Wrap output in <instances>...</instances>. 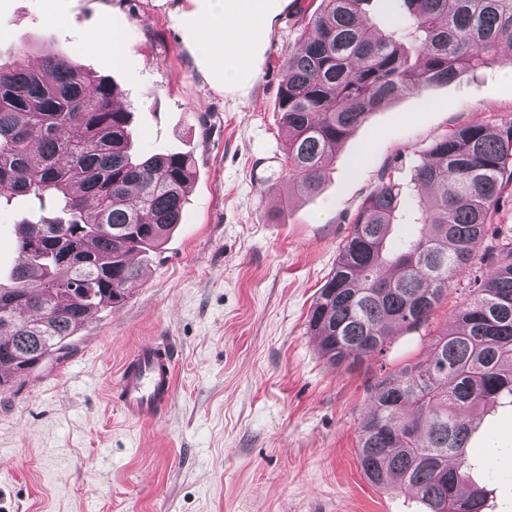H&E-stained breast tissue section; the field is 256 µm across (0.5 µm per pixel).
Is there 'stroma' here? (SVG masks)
<instances>
[{"label": "stroma", "mask_w": 512, "mask_h": 512, "mask_svg": "<svg viewBox=\"0 0 512 512\" xmlns=\"http://www.w3.org/2000/svg\"><path fill=\"white\" fill-rule=\"evenodd\" d=\"M309 0H289L238 90L216 86L180 18L194 0H0V56L24 38L108 78L133 113L140 153H191L181 224L136 255L141 278L125 303L92 314L64 352L0 392V512H426L406 490L364 478L356 430L369 387L406 357L385 352L332 364L307 314L366 199L389 177L413 194L424 151L456 129L512 122V66L494 64L379 108L339 148L320 191L289 198L280 66L307 27ZM124 27L113 60L94 42L104 17ZM0 207V274L17 226L37 214ZM180 348L177 391L153 423L125 418L114 398L122 362L143 343ZM469 450L486 512H512V409L474 417Z\"/></svg>", "instance_id": "1"}]
</instances>
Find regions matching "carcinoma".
<instances>
[{"label": "carcinoma", "instance_id": "carcinoma-1", "mask_svg": "<svg viewBox=\"0 0 512 512\" xmlns=\"http://www.w3.org/2000/svg\"><path fill=\"white\" fill-rule=\"evenodd\" d=\"M368 2L319 0L281 66L290 198L318 192L341 144L388 101L498 63L512 46V0H392L385 31L369 23ZM27 54L21 39L0 62V203L55 206L19 224L12 286L0 285L1 392L66 349L83 316L128 298L140 279L131 257L181 223L193 178L187 154L132 155V112L116 106L115 85L51 50L38 69ZM415 178L430 194L388 178L363 204L308 328L327 361L354 362L429 326L457 290L452 274L488 268L469 278L455 328L371 385L356 440L372 486L411 490L428 512H485L461 415L512 405V227L485 244L512 184V124L438 139ZM404 206L419 213L417 230L392 241Z\"/></svg>", "mask_w": 512, "mask_h": 512}]
</instances>
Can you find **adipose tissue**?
<instances>
[{
	"label": "adipose tissue",
	"instance_id": "ef3b65f1",
	"mask_svg": "<svg viewBox=\"0 0 512 512\" xmlns=\"http://www.w3.org/2000/svg\"><path fill=\"white\" fill-rule=\"evenodd\" d=\"M183 26L193 36L197 55L212 61V77L227 88L249 79L256 49L272 30L285 0H197Z\"/></svg>",
	"mask_w": 512,
	"mask_h": 512
}]
</instances>
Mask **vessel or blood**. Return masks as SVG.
Wrapping results in <instances>:
<instances>
[{
	"instance_id": "b4317fda",
	"label": "vessel or blood",
	"mask_w": 512,
	"mask_h": 512,
	"mask_svg": "<svg viewBox=\"0 0 512 512\" xmlns=\"http://www.w3.org/2000/svg\"><path fill=\"white\" fill-rule=\"evenodd\" d=\"M176 354L171 342L150 341L124 363L115 394L128 420L147 422L159 418L175 394Z\"/></svg>"
}]
</instances>
